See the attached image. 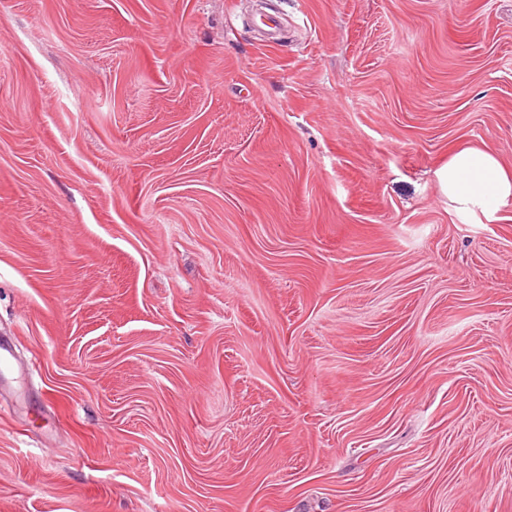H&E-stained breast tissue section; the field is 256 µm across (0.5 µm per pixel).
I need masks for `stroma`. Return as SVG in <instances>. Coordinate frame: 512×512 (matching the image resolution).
Masks as SVG:
<instances>
[{"instance_id":"1","label":"stroma","mask_w":512,"mask_h":512,"mask_svg":"<svg viewBox=\"0 0 512 512\" xmlns=\"http://www.w3.org/2000/svg\"><path fill=\"white\" fill-rule=\"evenodd\" d=\"M512 0H0V512H512ZM439 188L459 214L496 219L512 199V171L491 151L464 147L436 172Z\"/></svg>"}]
</instances>
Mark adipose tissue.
<instances>
[{"mask_svg": "<svg viewBox=\"0 0 512 512\" xmlns=\"http://www.w3.org/2000/svg\"><path fill=\"white\" fill-rule=\"evenodd\" d=\"M436 177L442 194L460 214L492 220L502 205L512 201V171L483 148L458 150Z\"/></svg>", "mask_w": 512, "mask_h": 512, "instance_id": "adipose-tissue-1", "label": "adipose tissue"}]
</instances>
